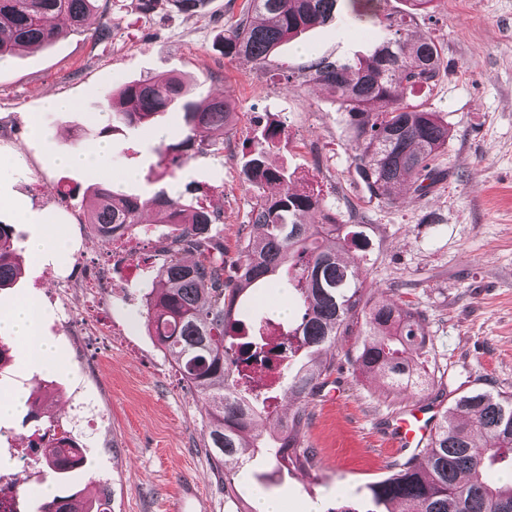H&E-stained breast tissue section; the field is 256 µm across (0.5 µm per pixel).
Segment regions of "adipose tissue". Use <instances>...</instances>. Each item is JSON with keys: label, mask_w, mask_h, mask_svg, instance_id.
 Instances as JSON below:
<instances>
[{"label": "adipose tissue", "mask_w": 512, "mask_h": 512, "mask_svg": "<svg viewBox=\"0 0 512 512\" xmlns=\"http://www.w3.org/2000/svg\"><path fill=\"white\" fill-rule=\"evenodd\" d=\"M39 318L38 302L32 298L20 299L10 309L0 311V335L16 338L28 357L42 366H57L59 354L41 338Z\"/></svg>", "instance_id": "adipose-tissue-1"}]
</instances>
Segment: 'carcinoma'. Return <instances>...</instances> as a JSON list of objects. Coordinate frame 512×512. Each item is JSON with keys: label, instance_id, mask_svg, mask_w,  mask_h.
Here are the masks:
<instances>
[{"label": "carcinoma", "instance_id": "obj_1", "mask_svg": "<svg viewBox=\"0 0 512 512\" xmlns=\"http://www.w3.org/2000/svg\"><path fill=\"white\" fill-rule=\"evenodd\" d=\"M338 2L246 0L224 36V56L261 68L298 32L331 20ZM347 3L361 20L389 21L395 38L354 59H316L302 78L327 86L336 96L353 131L356 172L371 195L388 200L408 179L429 178L432 162L448 143V125L410 102L416 89L435 82L439 51L430 38L406 37V18L381 15L380 0ZM98 9V0H0V54L50 44L62 34L61 27L49 24L51 19L80 28ZM191 93L182 77L158 75L125 83L103 94V100L112 122L130 126L145 127L166 112L184 113L180 138L158 146L174 178L184 163L220 150L219 143L199 138L202 131L224 129L232 122L233 110L224 97L210 95L197 104ZM275 135L267 130L248 161L247 180L259 190L249 217L253 234L243 239L241 256L227 279L224 241L212 233L221 215L187 202L190 186L182 194L162 190L146 199L99 182L90 186L95 204L88 224L96 236L102 226L134 232L145 210L156 213L157 223L172 225L157 274L161 288L148 291L147 325L182 379L207 400L206 448L224 469V491L230 498L235 495L232 476L247 464L246 449L261 447L257 426L276 413L280 392L297 409L277 419L270 448L275 466L314 465L316 454L306 442L305 403L331 373V365L319 361L318 354L336 346L353 325L360 326L354 354L360 368L398 391L433 385L418 374L421 358L429 354L421 315L405 303L368 299L367 285L355 275L358 259L343 256L347 225L337 223L336 213L318 197L294 192L285 171L269 165L267 150ZM270 183L279 185V193L269 198L260 189ZM15 252L11 226L0 224V288L20 275ZM185 253L195 254V260H184ZM276 285L288 288L299 315L295 322L281 324L288 342L281 357L284 381L266 388L251 384L240 353L259 345L271 322L249 317L242 299L257 288ZM425 453V467L407 460L368 486L377 512H512V394L474 389L460 395L439 412ZM40 457L64 480L84 467L86 450L74 441L66 448H44ZM494 471L502 477L490 479ZM36 512L107 509L101 497L84 488L41 501Z\"/></svg>", "mask_w": 512, "mask_h": 512}]
</instances>
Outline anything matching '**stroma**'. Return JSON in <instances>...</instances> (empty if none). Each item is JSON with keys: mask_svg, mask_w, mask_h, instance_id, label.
<instances>
[{"mask_svg": "<svg viewBox=\"0 0 512 512\" xmlns=\"http://www.w3.org/2000/svg\"><path fill=\"white\" fill-rule=\"evenodd\" d=\"M244 0H208L194 12L158 0L144 14L137 0H107L106 15L85 27L64 30L52 44L0 56V224L11 225L17 245L37 232L23 210L46 217L63 238L64 251L42 261L23 257L13 287L0 289V309L22 296L37 297L42 336L60 348L52 369L31 363L21 343L6 338L9 360L0 369V393L33 396L0 420V474L22 472L21 512H31L44 488L59 485L40 465L23 462L34 432L72 415L83 404L96 415L86 436L87 463L70 486L102 490L109 512H256L258 495L277 498L282 512H334L343 505L371 512L368 484L386 478L394 454L388 444L392 417L422 402L448 407L464 392L482 388L512 393V0H432L412 11L408 0H384L383 13L412 14V34L433 39L441 58L434 85L415 100L438 114L450 137L426 192L407 181L391 200L372 197L355 170L353 131L334 94L299 73L321 57L351 59L393 38L379 23L354 18L338 5L334 18L282 44L257 68L225 57L220 41ZM112 37L98 41L101 18ZM176 73L195 85V100L224 94L235 107L232 130L204 132L224 150L189 161L181 183L199 189L197 200L223 221L213 230L224 239L225 258H237L255 191L243 169L264 129L276 127L268 158L287 171L293 189L317 194L338 223L354 227L350 253L360 256L357 274L375 299L408 302L423 317L427 363L436 384L426 391L396 393L356 366L357 336L345 337L323 357L332 371L309 400L307 440L316 466L273 474V463L253 450L248 470L237 476L238 497L224 492V475L205 450L208 440L202 397L190 389L145 323L148 285L163 262L159 236L135 232L121 239L93 236L85 219L92 204L88 185L104 181L128 194L148 197L166 187L156 151L159 138L178 139L182 117L158 116L150 131L108 123L102 95L119 84ZM70 98L71 112H47L42 101ZM41 130L33 132L30 122ZM108 141L106 170L86 172L51 166L54 153ZM135 181L121 180L125 170ZM64 185L60 197L51 185ZM135 255L136 274L120 271L102 294L94 334L59 329L48 301L55 285L47 266L77 268L118 253ZM116 337H108V330ZM199 499L180 504L181 487Z\"/></svg>", "mask_w": 512, "mask_h": 512, "instance_id": "1", "label": "stroma"}]
</instances>
